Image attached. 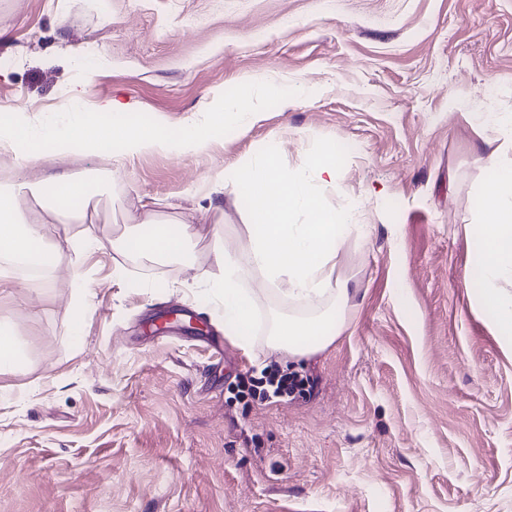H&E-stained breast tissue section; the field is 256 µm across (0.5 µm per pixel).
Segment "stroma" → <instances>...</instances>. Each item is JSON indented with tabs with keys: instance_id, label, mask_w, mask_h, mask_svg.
Wrapping results in <instances>:
<instances>
[{
	"instance_id": "stroma-1",
	"label": "stroma",
	"mask_w": 512,
	"mask_h": 512,
	"mask_svg": "<svg viewBox=\"0 0 512 512\" xmlns=\"http://www.w3.org/2000/svg\"><path fill=\"white\" fill-rule=\"evenodd\" d=\"M89 40L108 64L86 78L73 59ZM4 61L6 108H62L79 82L88 103L132 104L134 124L177 126L250 76L264 110L197 156L42 148V169L97 179L79 218L41 225L45 243L95 245L41 281L0 257V318L21 346L0 374V512H512V348L463 283L487 141L512 158L478 122L512 114V0H0ZM268 81L297 102H264ZM328 144L340 189L323 201L366 227L336 260L358 292L347 329L301 358L273 350L268 314L302 308L261 289L242 345L193 286L245 222L227 194L214 227L208 176L271 149L295 170ZM147 211L196 223L186 256L113 251ZM272 373L311 389L268 396Z\"/></svg>"
}]
</instances>
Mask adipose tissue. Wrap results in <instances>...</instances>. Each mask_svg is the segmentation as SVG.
<instances>
[{"label":"adipose tissue","mask_w":512,"mask_h":512,"mask_svg":"<svg viewBox=\"0 0 512 512\" xmlns=\"http://www.w3.org/2000/svg\"><path fill=\"white\" fill-rule=\"evenodd\" d=\"M260 109L247 105L245 97L214 101L202 119L178 129L162 123L133 125L127 105L109 99L96 104L85 101L78 87L67 91V104L59 111L29 119L20 109L0 117V149L14 153L21 171L39 162V145L47 144L54 155L76 152H118L133 157L161 151L177 157L195 156L208 150L226 121L238 128L254 122ZM499 148H490L489 164L494 179L483 194L481 220L470 228V244L476 260L465 271L463 281L476 304L488 313L499 336L512 347V161L499 158ZM338 151L335 146L310 155L304 169H285L275 151L246 160L233 171L210 174L211 192L231 193L245 200L254 217L245 225L246 244L240 253L225 247L214 251L212 266L197 268L195 287L220 289L224 295V333L248 342L256 333L257 306L247 283L261 274L266 286L287 285L295 301L313 304L311 313L272 315L266 342L272 349L292 356L307 352L308 341L337 336L345 331L336 315L352 297L345 279L336 273V256L346 239L356 232L352 212L325 207L320 188H336ZM29 191L41 208L51 203L82 198L87 181L69 174H49L37 181L22 180L16 190L0 191V254L7 257L37 255L49 267L63 265L67 256L58 248L41 244L36 219L26 216L17 201L19 191ZM194 224H169L133 215L124 232L113 240L115 249L137 250L159 258L183 256L198 236Z\"/></svg>","instance_id":"ef3b65f1"}]
</instances>
